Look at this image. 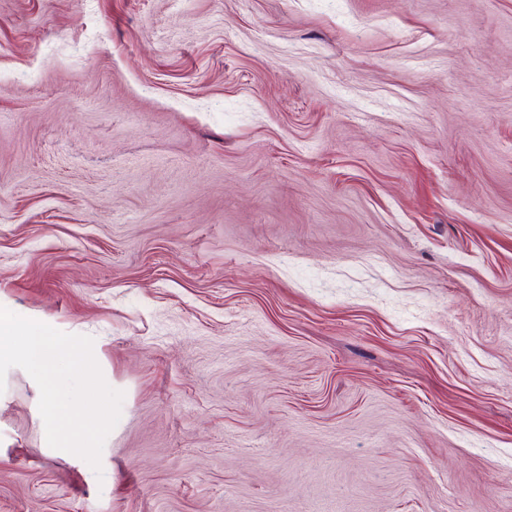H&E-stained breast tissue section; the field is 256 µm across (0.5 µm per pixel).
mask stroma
<instances>
[{"mask_svg": "<svg viewBox=\"0 0 512 512\" xmlns=\"http://www.w3.org/2000/svg\"><path fill=\"white\" fill-rule=\"evenodd\" d=\"M0 306V512H512V0H0Z\"/></svg>", "mask_w": 512, "mask_h": 512, "instance_id": "stroma-1", "label": "stroma"}]
</instances>
